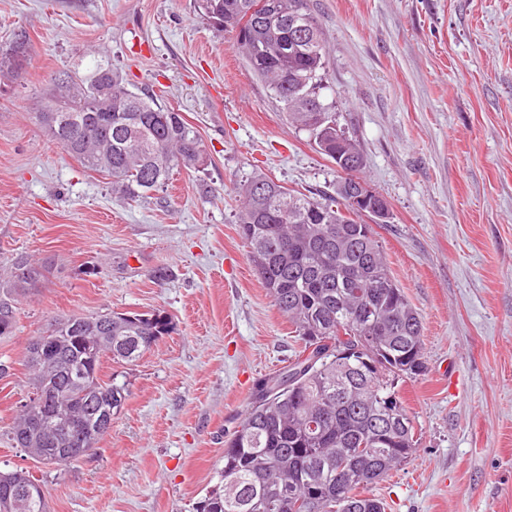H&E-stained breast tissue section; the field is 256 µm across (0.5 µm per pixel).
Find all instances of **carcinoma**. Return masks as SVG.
I'll list each match as a JSON object with an SVG mask.
<instances>
[{
    "label": "carcinoma",
    "mask_w": 512,
    "mask_h": 512,
    "mask_svg": "<svg viewBox=\"0 0 512 512\" xmlns=\"http://www.w3.org/2000/svg\"><path fill=\"white\" fill-rule=\"evenodd\" d=\"M198 0L213 25L232 35V48L268 84L288 122L309 134L343 176L334 194L301 193L263 173L238 191L234 223L263 285L288 318L303 346L276 376L259 382L242 421L224 441L219 482L197 512H386L364 489L412 456L418 440L395 381L423 369L422 320L386 263L373 229L387 223L355 207L344 180L364 182L362 167L348 169L360 148L325 101L321 27L309 0ZM20 33L0 49V68L18 67L26 55ZM41 124L52 141L85 168L112 177V193L135 200L167 185L178 167H201L197 131L154 94L133 92L107 59L83 74L55 78ZM48 267L24 257L0 276V336L16 327V305ZM112 332H107V326ZM171 321L161 312L71 315L54 325L56 349L72 363L97 346L89 377L72 384L55 363L27 360L31 387L46 394L20 410L6 438L28 453L41 447L38 415L51 411L55 394L69 395L71 414L85 435L109 432L98 421L101 405L120 411L128 389L100 377L103 359L133 363ZM112 335V349L100 345ZM11 512H47L42 486L22 471L0 477V504Z\"/></svg>",
    "instance_id": "carcinoma-1"
}]
</instances>
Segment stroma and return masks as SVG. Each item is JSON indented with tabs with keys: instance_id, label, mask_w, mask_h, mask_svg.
Masks as SVG:
<instances>
[{
	"instance_id": "stroma-1",
	"label": "stroma",
	"mask_w": 512,
	"mask_h": 512,
	"mask_svg": "<svg viewBox=\"0 0 512 512\" xmlns=\"http://www.w3.org/2000/svg\"><path fill=\"white\" fill-rule=\"evenodd\" d=\"M328 88L388 203L375 230L423 323L424 371L399 382L419 446L369 486L386 512H512V0H309ZM28 37L0 76V274L28 256L47 280L0 337V429L30 390V341L73 314L171 321L138 361L105 360L129 396L95 450L48 465L0 441V471L40 480L50 512H194L254 384L302 342L234 222L261 172L334 192L339 174L196 0H0V45ZM109 57L135 92L193 126L206 163L128 201L50 140L51 75Z\"/></svg>"
}]
</instances>
